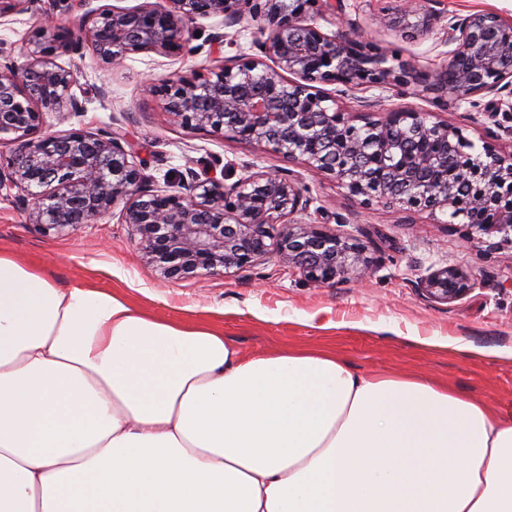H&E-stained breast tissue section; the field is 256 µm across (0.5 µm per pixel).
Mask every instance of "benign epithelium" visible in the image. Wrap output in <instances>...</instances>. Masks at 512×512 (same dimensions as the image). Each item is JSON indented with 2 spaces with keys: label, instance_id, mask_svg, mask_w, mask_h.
I'll use <instances>...</instances> for the list:
<instances>
[{
  "label": "benign epithelium",
  "instance_id": "7a95c632",
  "mask_svg": "<svg viewBox=\"0 0 512 512\" xmlns=\"http://www.w3.org/2000/svg\"><path fill=\"white\" fill-rule=\"evenodd\" d=\"M34 2L0 0V20L28 11ZM404 2L376 23L426 34L445 18L430 6L439 0ZM344 14V0H166L164 7L97 9L89 35L100 60L113 65L141 51L181 54L184 23L197 17L222 16L229 26L259 22L260 56L150 84L146 91L181 126L298 161L335 178L363 205L453 214L479 246H512V153L487 142L470 153L473 144L458 127L430 123L421 111L390 112L357 125L323 89L413 84L443 106L497 96L512 88V19L483 9L448 21L450 60L457 63L450 75L446 68L418 70L363 40L356 25L332 34L318 25ZM73 49L69 32L34 29L24 43L28 63H0V145L12 146L8 155L0 153V189L20 191L29 223L64 233L118 208L144 258L169 281L244 270L272 251L315 287L370 277L366 246L314 222L296 179L253 167L228 184L188 169L168 188L152 189L121 130H44L47 112L65 104L72 112L83 110L71 94L76 71L57 62ZM459 182L473 189L465 210L456 193ZM477 215L492 217L491 223H474ZM274 224L282 225L276 238ZM473 285L471 274L453 266L430 270L421 282L429 298L442 302L465 297Z\"/></svg>",
  "mask_w": 512,
  "mask_h": 512
}]
</instances>
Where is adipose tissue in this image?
I'll return each mask as SVG.
<instances>
[{
  "label": "adipose tissue",
  "mask_w": 512,
  "mask_h": 512,
  "mask_svg": "<svg viewBox=\"0 0 512 512\" xmlns=\"http://www.w3.org/2000/svg\"><path fill=\"white\" fill-rule=\"evenodd\" d=\"M0 512H512V410L247 356L0 251Z\"/></svg>",
  "instance_id": "ef3b65f1"
}]
</instances>
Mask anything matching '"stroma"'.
<instances>
[{
    "instance_id": "stroma-1",
    "label": "stroma",
    "mask_w": 512,
    "mask_h": 512,
    "mask_svg": "<svg viewBox=\"0 0 512 512\" xmlns=\"http://www.w3.org/2000/svg\"><path fill=\"white\" fill-rule=\"evenodd\" d=\"M400 4L346 0L344 18L419 70H440L449 51L442 28L417 36L376 26L377 15ZM83 10L76 0H37L33 10L0 22V59L19 67L27 63L21 44L35 27L67 29L78 45L59 61L76 71L72 93L84 110L47 113V129H120L155 189L206 164L235 179L252 164L299 177L313 199L315 222L368 246L373 273L362 283L347 279L318 288L272 256L245 270L168 282L145 261L130 225L118 217L107 215L70 233L45 232L28 223L13 189L0 190V250L41 266L61 287L108 292L159 319L212 326L247 355L322 347L362 374L412 373L493 407L512 408V247L488 251L464 226L436 223L426 213L361 205L330 176L310 173L255 145L183 128L158 98L144 93L152 80L258 56V23L228 26L220 16L190 20L181 54L132 53L113 68L102 63L86 37ZM218 33L224 37L219 45L213 41ZM375 99L388 111L414 109L428 112L430 121H448L474 146L489 142L501 152L512 151V112L490 114L488 97L444 110L411 86L353 87L338 103L355 120H372L376 114L368 104ZM446 265L471 273L475 282L469 294L451 303L427 298L418 286L430 268ZM459 344L472 345L475 354L456 352Z\"/></svg>"
}]
</instances>
